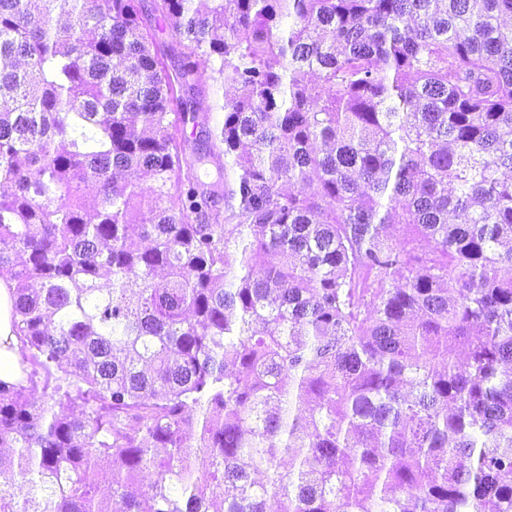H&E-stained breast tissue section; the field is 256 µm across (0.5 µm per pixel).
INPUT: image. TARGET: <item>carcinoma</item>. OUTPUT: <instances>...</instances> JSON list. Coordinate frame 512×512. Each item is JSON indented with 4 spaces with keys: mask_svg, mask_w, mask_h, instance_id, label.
<instances>
[{
    "mask_svg": "<svg viewBox=\"0 0 512 512\" xmlns=\"http://www.w3.org/2000/svg\"><path fill=\"white\" fill-rule=\"evenodd\" d=\"M154 2L0 0V512H512V0ZM14 284L0 278V380L17 384L23 373L19 364L17 337L13 332Z\"/></svg>",
    "mask_w": 512,
    "mask_h": 512,
    "instance_id": "1",
    "label": "carcinoma"
}]
</instances>
